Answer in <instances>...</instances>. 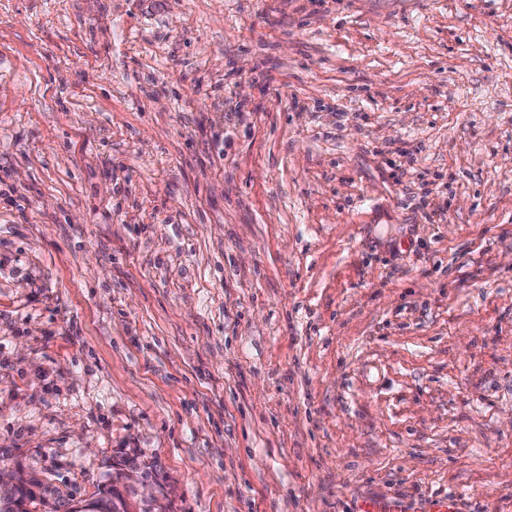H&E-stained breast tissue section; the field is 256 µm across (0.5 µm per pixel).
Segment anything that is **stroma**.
Listing matches in <instances>:
<instances>
[{
	"instance_id": "stroma-1",
	"label": "stroma",
	"mask_w": 512,
	"mask_h": 512,
	"mask_svg": "<svg viewBox=\"0 0 512 512\" xmlns=\"http://www.w3.org/2000/svg\"><path fill=\"white\" fill-rule=\"evenodd\" d=\"M512 0H0V468L74 512H512ZM112 484L105 485L103 489H99L98 497L91 501L88 506L90 507L87 510L88 512H116L114 511L117 504L114 502V498L119 497L120 504L123 508L122 512H130L129 511V503L125 500L122 495L117 491L115 481H119L121 478H125V474L121 472H117L115 478L112 477Z\"/></svg>"
}]
</instances>
